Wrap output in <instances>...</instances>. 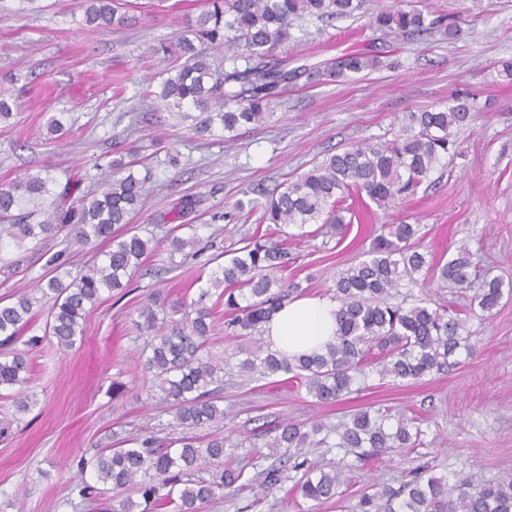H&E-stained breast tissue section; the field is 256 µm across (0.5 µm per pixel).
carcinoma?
Segmentation results:
<instances>
[{"label":"carcinoma","instance_id":"carcinoma-1","mask_svg":"<svg viewBox=\"0 0 512 512\" xmlns=\"http://www.w3.org/2000/svg\"><path fill=\"white\" fill-rule=\"evenodd\" d=\"M362 0H216L214 8L200 13L191 24L192 38L181 39L184 62L172 68L160 85L157 98L198 134L220 128L232 134L244 125H258L269 117L272 102L301 77L313 81H339L378 67V56L353 52L330 64L311 66L275 54L288 39V29L305 17L333 20L361 9ZM85 22L99 29L128 23L121 0H80ZM372 26L386 35H414L434 29L448 39L459 36L456 22L427 18L410 9L391 8L377 13ZM222 53L214 63L208 51ZM475 118L473 103L453 97L447 103L422 112H409L387 141L352 145L332 154L296 179L286 182L266 198L262 221L303 229L308 224L345 228L342 203L355 193L365 194L377 207L388 209L397 200L413 195L438 170L442 159L456 148L453 131ZM134 161L115 159L112 178L100 192L84 193L77 205L64 202L80 191L81 181L66 178L53 193L49 176L28 174L0 186V251L8 245L21 250L32 243L45 244L67 232L76 243L88 246L108 242L103 258L71 275L68 282L55 275L38 284L39 297L27 294L0 303V336L16 340L29 327L34 305H50L45 335L58 347L70 349L81 334L83 322L105 291L126 288L143 258L157 248L152 238L130 227L141 203L143 183L133 174L122 175ZM57 195L58 204L38 224H30L19 212L23 202ZM168 238L170 253L194 248L196 240L176 235ZM415 224H385L374 238L365 258L336 273L334 295L339 303L336 338L320 353L288 359L265 345L263 325L300 284L280 273L288 270L287 248L261 235L245 239L224 263L211 273L210 283L219 291L209 304L211 292L198 298L184 294L172 309H190L180 320L163 315L156 300L142 306L136 327L147 336L144 371L153 378V397L184 429L224 419L218 402L224 384V358L208 348L209 336L218 324L216 306L224 305V333L256 337L255 346L238 363L240 372L265 379L289 374L299 386L321 403H333L352 392L359 377L371 368L382 380L408 382L445 371L461 349L470 350V336L461 319L446 304L420 299L396 302L401 289L451 288L460 293L474 290L471 305L483 313L494 310L512 295V283L488 270L477 274V254L458 247L447 260L427 259ZM423 278H418L419 274ZM30 366L25 355L0 356V390H15L19 412L29 411L32 396L26 393ZM389 415L371 408L354 412L338 433L337 447L368 449L382 455L394 449L413 448L421 430L411 419L400 417L393 430L385 428ZM326 427L309 426L283 419L272 427L265 447L274 451L303 448ZM119 448H105L89 460L81 459V471L91 470L93 482H82L81 500L90 505L105 492L113 504L104 512H200L219 497H233L253 488L255 479L245 475L235 461V448L226 447L224 434L205 439L182 436L168 441L153 434L120 439ZM284 466L261 471L263 488L272 490L287 480ZM344 468L306 469L294 484L302 497L329 500L343 483ZM138 496L141 502L133 500ZM356 512H512V480L476 485L457 474L453 482L429 474L423 467L399 487H373L362 494Z\"/></svg>","mask_w":512,"mask_h":512}]
</instances>
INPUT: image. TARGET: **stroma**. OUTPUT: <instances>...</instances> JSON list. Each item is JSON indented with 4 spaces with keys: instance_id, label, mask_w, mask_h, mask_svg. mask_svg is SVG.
Masks as SVG:
<instances>
[{
    "instance_id": "obj_1",
    "label": "stroma",
    "mask_w": 512,
    "mask_h": 512,
    "mask_svg": "<svg viewBox=\"0 0 512 512\" xmlns=\"http://www.w3.org/2000/svg\"><path fill=\"white\" fill-rule=\"evenodd\" d=\"M151 2L134 9L130 23L98 30L83 24L79 0H0V97L18 105L10 122L0 123V184L47 171L60 181L79 177L82 189L95 190L113 159L135 160L145 192L133 224L160 242L130 288L102 294L74 348L43 339L44 305L28 334L8 347L33 364L34 403L20 415L12 399L0 397V420L9 424L0 436V512H93L70 493L82 479L80 457L94 456L115 432L180 437L182 428L147 400L150 377L139 357L147 338L135 326L141 305L158 296L172 303L185 291L198 296V270L215 269L218 254L241 247L253 232L280 239L279 226L260 221L265 192L326 154L391 139L405 113L467 96L477 115L455 131L458 148L435 185L386 211L353 201L346 233L289 241V279L302 284L305 296L332 297L334 273L362 260L381 225L405 222L419 225L433 257L465 244L512 281V78L503 72L512 63V0H363L354 17L299 23L278 53L317 63L362 51L377 55L380 67L340 82L299 81L273 102L266 123L242 127L231 140L219 129L191 134L153 96L162 70L176 59L178 38L208 0ZM396 3L459 17L462 34L453 41L437 32L383 36L371 20ZM61 114L67 135L46 143L49 121ZM188 197L199 205L179 234L196 238L197 247L184 256L170 253L165 238L172 210ZM99 253L63 236L34 251H7L12 265L0 269V301L31 291L53 269L78 272ZM449 302L477 345L460 351L449 371L410 383L373 376L362 391L322 404L287 375L252 380L226 366L219 428L239 457L263 445L276 420L333 428L367 405L420 420L422 435L400 454L359 457L332 442L294 451L297 462L348 463L331 500L256 488L202 512H353L370 483L399 485L420 466L448 478L464 462L476 483L512 477V298L488 314L470 312L454 296ZM32 335L38 345H29ZM8 348L0 345V354ZM116 382L122 393H113Z\"/></svg>"
}]
</instances>
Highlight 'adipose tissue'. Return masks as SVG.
Segmentation results:
<instances>
[{"label": "adipose tissue", "instance_id": "ef3b65f1", "mask_svg": "<svg viewBox=\"0 0 512 512\" xmlns=\"http://www.w3.org/2000/svg\"><path fill=\"white\" fill-rule=\"evenodd\" d=\"M336 301L292 299L264 326L270 349L287 358L321 352L336 335Z\"/></svg>", "mask_w": 512, "mask_h": 512}]
</instances>
